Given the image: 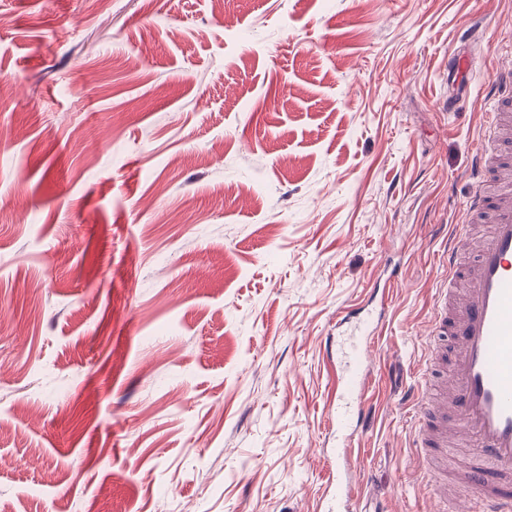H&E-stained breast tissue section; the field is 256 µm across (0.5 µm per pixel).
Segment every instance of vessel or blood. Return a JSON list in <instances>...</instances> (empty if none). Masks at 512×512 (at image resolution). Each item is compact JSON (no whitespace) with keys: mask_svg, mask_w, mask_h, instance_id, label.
I'll list each match as a JSON object with an SVG mask.
<instances>
[{"mask_svg":"<svg viewBox=\"0 0 512 512\" xmlns=\"http://www.w3.org/2000/svg\"><path fill=\"white\" fill-rule=\"evenodd\" d=\"M486 84L484 124L494 147H475L476 189L466 214L490 219V234L477 243L459 224L448 237L450 286L436 299L425 330L433 347L427 372L436 381L412 393L419 408L415 448L436 474L450 446H474L463 490L476 494L481 512H512V177L506 175L512 164L495 149L512 141V65L500 63ZM377 345L375 320L366 313L336 352L329 410L341 442L351 441L372 418L366 389ZM356 482L348 469L337 468L335 494L323 497V512H365L350 496Z\"/></svg>","mask_w":512,"mask_h":512,"instance_id":"1","label":"vessel or blood"}]
</instances>
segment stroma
I'll return each mask as SVG.
<instances>
[{
	"label": "stroma",
	"instance_id": "stroma-1",
	"mask_svg": "<svg viewBox=\"0 0 512 512\" xmlns=\"http://www.w3.org/2000/svg\"><path fill=\"white\" fill-rule=\"evenodd\" d=\"M0 12V512H318L378 307L346 454L371 512H426L406 392L487 101L448 64L512 53V0ZM376 328L375 319L364 313L357 318L351 338L336 350V391L329 410L336 437L343 445L363 431L372 419L366 389L369 365L378 345Z\"/></svg>",
	"mask_w": 512,
	"mask_h": 512
}]
</instances>
